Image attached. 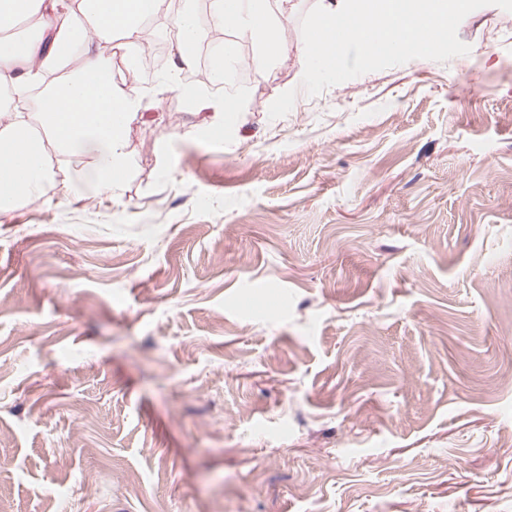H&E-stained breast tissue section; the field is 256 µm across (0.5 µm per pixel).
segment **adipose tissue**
I'll return each mask as SVG.
<instances>
[{
    "instance_id": "adipose-tissue-1",
    "label": "adipose tissue",
    "mask_w": 512,
    "mask_h": 512,
    "mask_svg": "<svg viewBox=\"0 0 512 512\" xmlns=\"http://www.w3.org/2000/svg\"><path fill=\"white\" fill-rule=\"evenodd\" d=\"M289 0H212L211 30L249 36L263 60L283 43L278 16ZM160 0H0V89L41 90L39 114L0 102V210L43 195L77 160L107 190L129 171L126 129L144 96L112 80L103 46L130 50L150 40Z\"/></svg>"
}]
</instances>
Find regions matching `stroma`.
Segmentation results:
<instances>
[{
  "label": "stroma",
  "mask_w": 512,
  "mask_h": 512,
  "mask_svg": "<svg viewBox=\"0 0 512 512\" xmlns=\"http://www.w3.org/2000/svg\"><path fill=\"white\" fill-rule=\"evenodd\" d=\"M318 2L0 211V512H512V12L311 97ZM205 104L213 111L209 128H222L225 130L232 126L228 123L230 116H233L238 123L242 112H244L240 104L231 97L211 99L206 101Z\"/></svg>",
  "instance_id": "35a3bbf8"
}]
</instances>
